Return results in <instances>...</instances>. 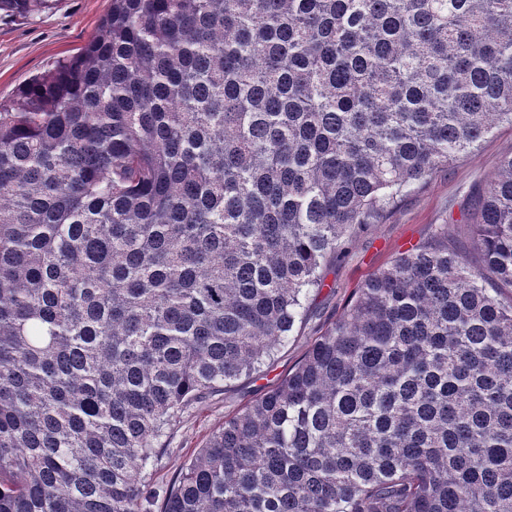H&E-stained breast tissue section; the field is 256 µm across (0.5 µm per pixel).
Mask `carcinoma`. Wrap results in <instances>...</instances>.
Returning <instances> with one entry per match:
<instances>
[{
	"label": "carcinoma",
	"instance_id": "obj_1",
	"mask_svg": "<svg viewBox=\"0 0 512 512\" xmlns=\"http://www.w3.org/2000/svg\"><path fill=\"white\" fill-rule=\"evenodd\" d=\"M499 123L512 0H112L0 104V512H512V154L149 473ZM512 153V126H498L473 154L436 173L408 193L382 224H371L348 249L344 260L325 270V287L311 294L305 320L288 343L280 346L261 372L243 377L212 394L184 415L174 430L170 449L153 473V482L167 481L182 461L196 452L211 432L246 404L261 397L300 360L311 342L340 316L355 288L384 267L398 252L425 242L436 224H448L449 237L465 233L464 208L473 191L494 173L502 157Z\"/></svg>",
	"mask_w": 512,
	"mask_h": 512
}]
</instances>
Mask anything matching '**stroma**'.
I'll return each instance as SVG.
<instances>
[{
    "instance_id": "stroma-1",
    "label": "stroma",
    "mask_w": 512,
    "mask_h": 512,
    "mask_svg": "<svg viewBox=\"0 0 512 512\" xmlns=\"http://www.w3.org/2000/svg\"><path fill=\"white\" fill-rule=\"evenodd\" d=\"M111 0H56L51 10L27 15L0 11V103L13 101L36 74L61 59L78 55L100 33ZM512 153V126H498L473 154L436 173L408 193L382 223L372 224L349 247L344 260L325 272V286L311 294L307 314L288 343L280 346L260 373L241 378L198 403L175 429L170 448L153 473L167 481L196 452L225 417L261 397L300 360L311 342L340 316L355 288L398 252L428 241L436 225L448 234L465 233L461 223L473 191Z\"/></svg>"
}]
</instances>
